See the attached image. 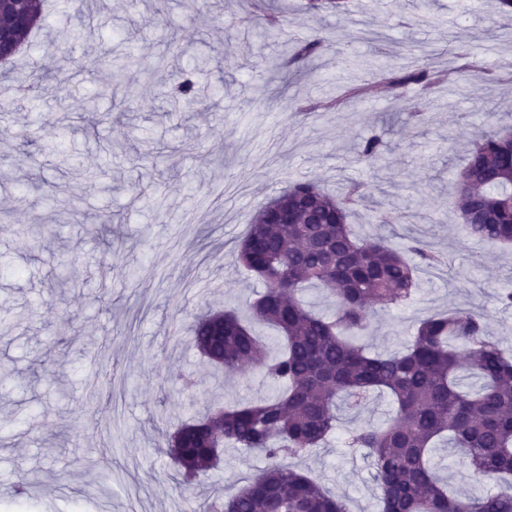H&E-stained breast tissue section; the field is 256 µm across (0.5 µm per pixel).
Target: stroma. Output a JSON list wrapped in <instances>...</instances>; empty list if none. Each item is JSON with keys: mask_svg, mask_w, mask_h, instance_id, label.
<instances>
[{"mask_svg": "<svg viewBox=\"0 0 512 512\" xmlns=\"http://www.w3.org/2000/svg\"><path fill=\"white\" fill-rule=\"evenodd\" d=\"M305 0H279L282 33L240 27L250 0H51L44 29L22 58L47 75L37 98L0 108V498L22 473L35 483L23 512H188L193 498L162 444L178 420L201 412L211 394L225 401L264 395L257 374L228 378L185 343L203 311L243 305L261 280L235 264L234 250L257 209L289 183L331 192L366 183L351 222L357 233L393 244L416 237L441 252L447 272L420 273L415 299L380 311L365 342L400 349L418 320L455 308L482 313L490 337L512 348V245L465 238L448 217V180L486 117L481 102L512 111V83L472 80L467 89L400 97L307 119L294 101L336 97L380 66L427 57L444 65L462 46L495 67L512 63V17L493 0H434L420 20L415 0H354L340 14H311ZM329 33L334 48L290 71L274 68L289 42ZM140 47L165 57L154 75L131 64L66 76L68 58ZM209 56L205 70L196 54ZM187 70L202 103L170 105L176 74ZM111 101L88 109L99 88ZM428 122L417 124L415 113ZM62 122L54 143L35 114ZM381 131L380 168L359 161L361 136ZM112 142L104 153L101 138ZM111 225V237L100 228ZM195 394L182 387L184 378ZM390 401L344 411L323 447L298 459L352 512H379L365 449L346 445L356 425L383 422ZM256 453L229 448L199 491L223 495L264 467Z\"/></svg>", "mask_w": 512, "mask_h": 512, "instance_id": "1", "label": "stroma"}]
</instances>
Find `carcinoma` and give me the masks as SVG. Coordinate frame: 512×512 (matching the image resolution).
Segmentation results:
<instances>
[{
  "instance_id": "cac0c4a2",
  "label": "carcinoma",
  "mask_w": 512,
  "mask_h": 512,
  "mask_svg": "<svg viewBox=\"0 0 512 512\" xmlns=\"http://www.w3.org/2000/svg\"><path fill=\"white\" fill-rule=\"evenodd\" d=\"M31 23L17 31L18 50L42 27L44 0H18ZM251 16L274 27L281 13L267 0H253ZM330 50L321 38L298 39L282 66L311 62ZM121 71L125 64L82 54L70 65L92 73L102 62ZM512 82V67L491 68L470 53L448 50V66L424 59L405 70L385 69L378 78L347 88L328 101L294 104L302 115L337 112L344 105L399 96L408 86L423 90L458 87L461 78ZM176 103H198L195 82L175 80ZM473 111L485 106L474 103ZM487 112V111H485ZM495 127L472 141L466 165L454 177L457 223L467 236L489 245L512 244V113L487 112ZM387 142L376 131L361 138L358 155L376 167ZM307 197L323 222L304 213L279 224L272 213L281 201ZM363 198L361 186L336 196L320 185L296 181L262 206L236 250V265L263 280L265 291L244 311L208 312L191 326L190 342L228 375L253 371L269 395L233 404L214 403L205 414L181 424L168 438L173 470L186 490L216 467L231 446L262 455L267 464L240 488L206 498L194 512H350L293 459L321 447L336 429L338 412L357 408L373 394L393 398L395 410L380 425L350 430L349 447L364 448L375 470L381 512H512V355L487 336L483 315L471 309L428 316L418 322L397 352L371 353L360 344L379 309L411 302L420 288L417 273L439 257L414 238L399 247L382 237L359 238L348 223ZM313 287L333 300L334 312H313L299 297ZM278 332L281 349L271 353L255 326ZM462 458L470 476L497 490L458 495L436 473L431 455L438 445Z\"/></svg>"
}]
</instances>
